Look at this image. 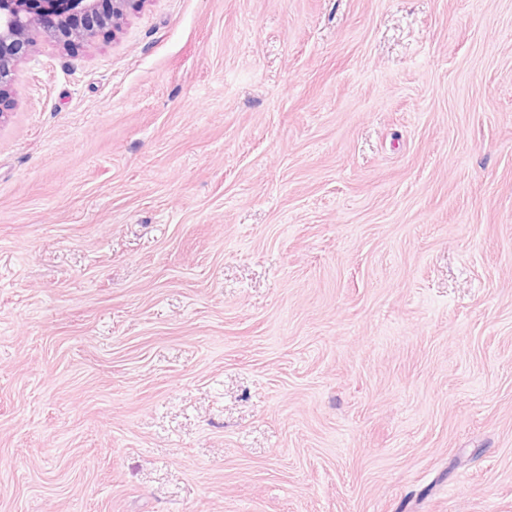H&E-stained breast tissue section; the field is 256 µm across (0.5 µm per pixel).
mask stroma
<instances>
[{
  "instance_id": "obj_1",
  "label": "stroma",
  "mask_w": 512,
  "mask_h": 512,
  "mask_svg": "<svg viewBox=\"0 0 512 512\" xmlns=\"http://www.w3.org/2000/svg\"><path fill=\"white\" fill-rule=\"evenodd\" d=\"M0 121V512H512V0H144Z\"/></svg>"
}]
</instances>
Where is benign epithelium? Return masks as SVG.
<instances>
[{"mask_svg":"<svg viewBox=\"0 0 512 512\" xmlns=\"http://www.w3.org/2000/svg\"><path fill=\"white\" fill-rule=\"evenodd\" d=\"M143 0H0V120L13 104L19 64L36 47L35 37L62 51L89 46L116 34Z\"/></svg>","mask_w":512,"mask_h":512,"instance_id":"obj_1","label":"benign epithelium"}]
</instances>
